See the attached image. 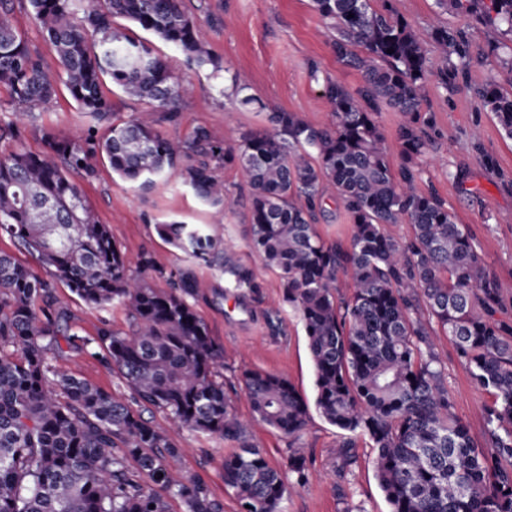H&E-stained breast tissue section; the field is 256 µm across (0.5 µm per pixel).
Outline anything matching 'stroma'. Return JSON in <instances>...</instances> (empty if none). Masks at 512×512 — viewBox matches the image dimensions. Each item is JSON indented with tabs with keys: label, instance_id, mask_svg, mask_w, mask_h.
Masks as SVG:
<instances>
[{
	"label": "stroma",
	"instance_id": "obj_1",
	"mask_svg": "<svg viewBox=\"0 0 512 512\" xmlns=\"http://www.w3.org/2000/svg\"><path fill=\"white\" fill-rule=\"evenodd\" d=\"M391 3L423 41L432 42L434 27L439 24L461 33L468 43L469 63L455 78L444 86L437 76L429 78L424 110L431 145L420 159L423 174L419 186L438 193L456 222L482 247L489 271L512 285V139L506 137L481 95L492 82L505 90L512 88V30L504 24L487 26L459 10L439 11L435 0ZM183 5L205 34L211 64H190L173 45L151 33L140 34L174 74L193 88L176 121L150 112L146 102L127 96L109 81L104 92L112 103V115L95 117L81 111L62 87L56 100L25 118L21 127L24 148L41 152L47 131L102 137L111 121L146 112L169 138L187 139L202 124L222 144L237 143L244 133L268 127L272 112H296L310 125L324 128L331 122L330 105L323 94L325 81L350 89L362 83L357 71L337 61L332 32L314 12L311 0H183ZM10 19L25 32L47 70L62 76L58 56L43 36L28 0H15ZM237 73L248 78L250 104H241L232 94V78ZM93 164L94 175L77 173L73 179L82 185L85 200L100 222L109 225L118 247L130 258H152L166 270L193 273L198 293L192 305L223 353L217 371L246 427L247 441L283 472L287 488L283 512H390L373 466L375 450L367 437L351 438L354 462L344 465L336 450L345 433L317 410H310L307 425L295 440L256 420L240 388L244 371H266L286 377L307 401L315 399L308 337L299 316L283 301L279 271L266 266L251 248L250 188L238 168L220 166L215 170L225 188L240 199L235 211L224 213L202 202L176 173L131 184L113 174L107 158H96ZM323 199L317 234L327 242L349 243L351 225L331 186H324ZM171 221L199 227L218 225L224 240L233 244L234 257L255 271L262 284L259 294L236 297L225 287L224 271L218 264L196 261L166 243L156 227ZM54 283V294L66 307L71 332L88 343L86 351L68 349L56 356L55 365L120 399H129L130 391L119 374L97 358L96 338L98 328L105 325L118 332L129 331L132 318L119 303L90 307L66 285ZM433 350L442 365L443 384L455 413L474 441L484 444L489 435L484 407L491 401L490 394L471 381L454 344L442 331L434 333ZM170 437L185 450L183 471L209 485L223 512H240L234 490L224 484V457L237 451V444L186 429L172 431ZM295 447L306 457L307 469L301 476L286 468Z\"/></svg>",
	"mask_w": 512,
	"mask_h": 512
}]
</instances>
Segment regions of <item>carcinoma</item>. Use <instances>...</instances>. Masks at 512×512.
<instances>
[{
  "label": "carcinoma",
  "mask_w": 512,
  "mask_h": 512,
  "mask_svg": "<svg viewBox=\"0 0 512 512\" xmlns=\"http://www.w3.org/2000/svg\"><path fill=\"white\" fill-rule=\"evenodd\" d=\"M63 68V84L79 108L112 113L103 91L108 76L128 96L174 119L188 89L149 45L114 27L122 17L178 48L198 66L213 63L196 20L182 0H28ZM311 0L333 31L338 62L359 72L350 90L329 82L330 126L318 129L294 112H272L271 131H252L237 145L213 140L198 126L174 142L142 118L112 123L101 138L47 132L32 154L0 152V237L16 240L86 305L117 302L133 319L128 333L98 330L101 359L132 391V402L59 370L48 353L72 345L66 311L53 284L0 250V512H168L167 497L185 512H222L209 486L180 469L184 449L168 431L143 418L158 409L181 427L240 444L224 457V484L242 512H281V472L246 442V428L218 380L221 357L189 298L196 282L153 259L140 275L116 245L108 225L87 205L72 172L93 173L92 159L135 183L181 164L180 174L206 203L227 210L212 163L235 166L251 190V247L284 281V302L303 322L315 374V407L330 424L359 433L376 448V477L390 512H512V323L495 318L505 285L487 269L473 236L448 205L418 187V159L429 147L427 76L448 85V58L466 64L467 44L445 27L431 50L389 0ZM442 9L475 13L485 25L512 27V0H436ZM13 0H0V85L16 112L0 120V141L21 140L33 109L53 100L56 82L24 32L9 18ZM512 138V91L495 83L482 91ZM406 122L397 138L402 163L393 167L378 118L382 109ZM336 189L352 224L350 245L316 234L322 186ZM387 224H409L399 242ZM159 236L192 258L224 254L227 287L257 294L253 269L220 249L216 235L191 224L156 226ZM354 291L337 296L340 276ZM43 307L35 308L36 301ZM454 342L475 384L494 396L486 408L489 439L479 446L455 414L441 383L431 333L419 314ZM243 390L254 416L288 435L303 431L309 405L288 379L246 371Z\"/></svg>",
  "instance_id": "1"
}]
</instances>
